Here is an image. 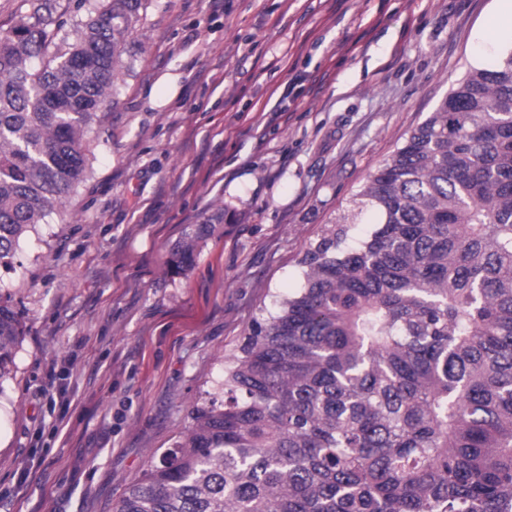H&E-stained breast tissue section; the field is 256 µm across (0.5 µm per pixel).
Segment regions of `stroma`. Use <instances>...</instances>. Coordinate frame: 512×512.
Instances as JSON below:
<instances>
[{
	"mask_svg": "<svg viewBox=\"0 0 512 512\" xmlns=\"http://www.w3.org/2000/svg\"><path fill=\"white\" fill-rule=\"evenodd\" d=\"M510 46L512 0H142L91 175L0 269V512H113L324 225ZM23 333L18 312L10 300L0 297V384L11 374L14 348Z\"/></svg>",
	"mask_w": 512,
	"mask_h": 512,
	"instance_id": "35a3bbf8",
	"label": "stroma"
}]
</instances>
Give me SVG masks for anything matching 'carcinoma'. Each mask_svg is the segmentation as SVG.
Returning <instances> with one entry per match:
<instances>
[{
	"label": "carcinoma",
	"mask_w": 512,
	"mask_h": 512,
	"mask_svg": "<svg viewBox=\"0 0 512 512\" xmlns=\"http://www.w3.org/2000/svg\"><path fill=\"white\" fill-rule=\"evenodd\" d=\"M141 2L93 0L52 53V0L0 30V268L88 176ZM192 257L190 239L173 265ZM300 265L114 512H512V48L468 69ZM23 333L0 299V383Z\"/></svg>",
	"instance_id": "obj_1"
}]
</instances>
